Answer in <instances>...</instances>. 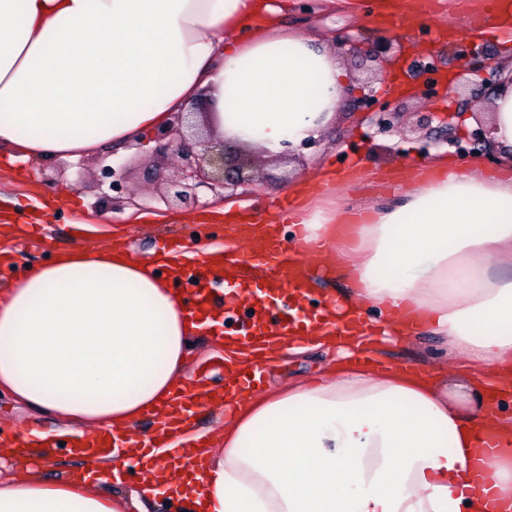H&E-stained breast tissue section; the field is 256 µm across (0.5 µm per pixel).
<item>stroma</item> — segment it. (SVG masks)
Masks as SVG:
<instances>
[{"label":"stroma","instance_id":"35a3bbf8","mask_svg":"<svg viewBox=\"0 0 512 512\" xmlns=\"http://www.w3.org/2000/svg\"><path fill=\"white\" fill-rule=\"evenodd\" d=\"M282 20L297 32L313 30L330 33L341 47L339 53L344 65L354 77L352 96L366 93L377 86L368 58L377 51L382 38L393 41L391 54L395 59L393 79L401 85L398 99L407 111L408 122H415L417 114L445 112L456 98L458 68L448 53L449 47L479 56L498 47L499 42L488 36L480 40L470 37L467 24H460L450 41L437 39L441 29L438 14L431 13L408 33L390 29L365 18L362 11L346 12L321 9L312 14L284 13ZM154 137H147L139 148L114 147L116 157L130 160L129 181L132 194L119 210L97 203L95 179L98 173L95 156L85 159L84 185L77 192L76 204L56 207L52 201L71 186L74 171L65 157L31 161L14 167H0V223L22 225L21 233L0 237V250H9L16 272L27 267H40L56 256L77 247L103 249L114 241H121L133 253L144 259L156 255L157 240L170 231H177L185 247L200 245L225 246L235 244L245 251V242H233L224 223L218 222L219 205L213 204L211 192H201L204 207L190 209L183 204H169L160 198L165 182L178 174L176 156L155 158ZM448 145H428L423 130L403 135L377 134L359 114L341 108L337 118L315 144L297 149L296 159L290 164H275L263 160L260 150H251L253 160L259 161L264 180L249 190L229 196L234 211L242 216H266L288 192V185L299 175H313L323 165L347 169L358 164L357 177L342 179L334 193L348 204L385 203L396 199L399 185L394 169L404 156L429 158L432 154H450ZM38 222L46 239L45 244H33L30 222ZM380 354L404 366H418L422 362L447 365L448 357L438 341L424 338L418 341L383 342ZM335 352L312 349L300 355L281 354L271 363L264 376L262 391L273 392L301 382L333 365ZM185 376L202 378L208 387L224 386V341L219 335L199 330L188 345ZM26 428L44 431L67 430L66 422L34 414L24 403L9 394L0 393V430L11 433Z\"/></svg>","mask_w":512,"mask_h":512}]
</instances>
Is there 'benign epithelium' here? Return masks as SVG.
<instances>
[{
  "instance_id": "obj_1",
  "label": "benign epithelium",
  "mask_w": 512,
  "mask_h": 512,
  "mask_svg": "<svg viewBox=\"0 0 512 512\" xmlns=\"http://www.w3.org/2000/svg\"><path fill=\"white\" fill-rule=\"evenodd\" d=\"M491 58L483 55L476 59H464L457 78L462 80L463 92L458 101L457 112L440 115L431 112L417 121L420 128L438 123V141L448 144L458 153L483 154L490 152V140L486 125L479 124L467 138L458 136L453 122L456 114L473 108L477 91L488 84L503 83L502 73L491 66ZM375 95L363 96L358 112L367 120L375 133H396L404 121V110L386 101L371 109ZM159 150L172 152L180 159L178 175L168 183L162 196L173 197L181 204L202 208L207 203L200 200L199 189L209 190L213 195L222 196L228 189H247L260 183L263 173L248 159L237 156L234 140L216 137L208 125H199L194 113L177 115L167 127L159 130L156 138ZM130 165L124 160H114L105 155L99 160L97 186L99 202L117 208L123 203L127 192Z\"/></svg>"
}]
</instances>
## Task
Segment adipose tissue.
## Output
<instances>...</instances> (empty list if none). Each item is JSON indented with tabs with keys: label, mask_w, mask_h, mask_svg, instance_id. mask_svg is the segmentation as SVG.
I'll return each mask as SVG.
<instances>
[{
	"label": "adipose tissue",
	"mask_w": 512,
	"mask_h": 512,
	"mask_svg": "<svg viewBox=\"0 0 512 512\" xmlns=\"http://www.w3.org/2000/svg\"><path fill=\"white\" fill-rule=\"evenodd\" d=\"M268 0H0V147L77 158L137 142L208 93L212 130L270 155L317 138L350 89L319 33L274 21ZM497 155L406 159L397 203H314L289 193V247L336 267L370 329L430 334L464 358L457 389L419 370L360 363L354 332L328 337L324 379L236 401L187 491L185 512H512V440L486 392L512 380V86L484 115ZM203 324L153 264L81 248L0 291V390L33 411L121 429L176 393ZM87 480L34 467L0 478V512H140Z\"/></svg>",
	"instance_id": "obj_1"
}]
</instances>
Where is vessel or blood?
<instances>
[{
	"label": "vessel or blood",
	"instance_id": "b4317fda",
	"mask_svg": "<svg viewBox=\"0 0 512 512\" xmlns=\"http://www.w3.org/2000/svg\"><path fill=\"white\" fill-rule=\"evenodd\" d=\"M230 231L235 238L246 242L245 255L228 251L213 261H200L189 256L177 239L164 240L160 250L170 259L169 265L163 268L164 274L175 283L192 287L198 309L227 317L237 309H244V332L238 338L243 345L268 343V329L272 326L296 336L307 333L308 319L301 316L300 310L310 297V284L314 278L311 263L289 254L282 247L275 225L245 222L231 225ZM232 267L238 271L236 292L216 298L210 291L211 284L222 281L225 272ZM260 380L261 369L255 364L228 370L224 388L220 391L195 383L187 384L160 405L162 418L157 421L153 433L141 441V448L148 454L152 449L165 447L169 439L177 437L189 426L192 407L223 409L225 399L248 394ZM61 444L76 456L99 460L114 457L124 441L120 436L106 432L74 430L66 439L51 434L20 446L19 452L47 462L52 458L53 448ZM194 457L195 451L190 447L170 450L159 463L162 480L170 484L180 482L183 472L193 465Z\"/></svg>",
	"mask_w": 512,
	"mask_h": 512
}]
</instances>
